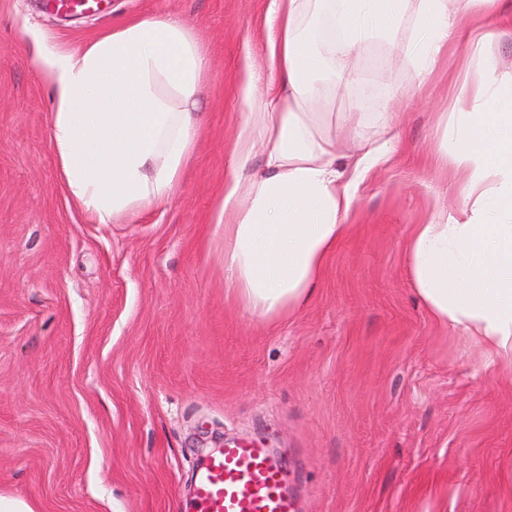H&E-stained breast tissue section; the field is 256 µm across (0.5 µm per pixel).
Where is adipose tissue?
I'll list each match as a JSON object with an SVG mask.
<instances>
[{
  "instance_id": "ef3b65f1",
  "label": "adipose tissue",
  "mask_w": 512,
  "mask_h": 512,
  "mask_svg": "<svg viewBox=\"0 0 512 512\" xmlns=\"http://www.w3.org/2000/svg\"><path fill=\"white\" fill-rule=\"evenodd\" d=\"M329 2L328 26H306ZM409 0H270L265 29L279 80L255 98V73L242 86L255 106L233 146L235 175L224 181L217 222L224 227L227 293L266 321L286 317L312 296L325 264L348 233L360 178L391 161L366 148L352 175L336 166V138L313 119L310 79L326 61L316 47L347 58L363 40L393 36ZM425 77L458 28L486 17L512 27L502 0H416ZM206 54L181 23L138 18L77 49L51 47L40 70L52 90L51 140L67 197L92 222L109 224L160 205L176 192L197 136L195 94ZM469 112L453 113L451 133L467 146L435 157L462 184L459 205L412 225L404 243L412 290L433 323L477 348L481 366L512 374V80L462 87ZM264 171L240 174L254 152Z\"/></svg>"
}]
</instances>
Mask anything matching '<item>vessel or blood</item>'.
Here are the masks:
<instances>
[{
	"label": "vessel or blood",
	"mask_w": 512,
	"mask_h": 512,
	"mask_svg": "<svg viewBox=\"0 0 512 512\" xmlns=\"http://www.w3.org/2000/svg\"><path fill=\"white\" fill-rule=\"evenodd\" d=\"M196 512H296L289 472L270 449L228 443L197 473Z\"/></svg>",
	"instance_id": "obj_1"
}]
</instances>
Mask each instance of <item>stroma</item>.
Returning <instances> with one entry per match:
<instances>
[{
  "mask_svg": "<svg viewBox=\"0 0 512 512\" xmlns=\"http://www.w3.org/2000/svg\"><path fill=\"white\" fill-rule=\"evenodd\" d=\"M268 0H105L62 18L0 0V495L34 512H185L225 442H262L299 512H512V378L434 325L416 299L410 228L459 204L431 157L461 84L512 74V28L463 39L423 83L405 16L360 43L355 78L323 76L315 122L394 157L360 184L311 299L265 322L225 293L217 198L257 93L277 79ZM209 57L193 158L166 205L90 223L67 198L38 59L152 15Z\"/></svg>",
  "mask_w": 512,
  "mask_h": 512,
  "instance_id": "35a3bbf8",
  "label": "stroma"
}]
</instances>
